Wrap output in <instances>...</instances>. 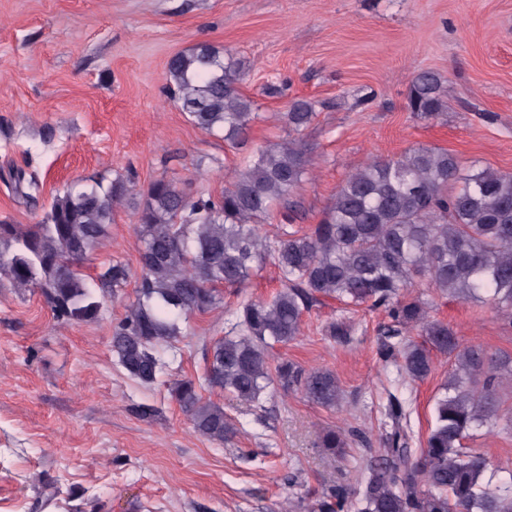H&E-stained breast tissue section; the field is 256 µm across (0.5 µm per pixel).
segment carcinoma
<instances>
[{"instance_id":"1","label":"carcinoma","mask_w":512,"mask_h":512,"mask_svg":"<svg viewBox=\"0 0 512 512\" xmlns=\"http://www.w3.org/2000/svg\"><path fill=\"white\" fill-rule=\"evenodd\" d=\"M167 76L192 123L222 134L232 149L244 143L257 113L240 91L243 64L232 52L200 44L173 56ZM447 108L441 78L417 74L408 109L431 118ZM315 116L312 102L297 99L282 119L298 133ZM310 165L301 143L290 139L258 146L218 198L193 196L166 178L141 193L122 176L106 188L68 189L36 224L0 222V276L20 290L40 291L59 320H97L99 296H118L130 270L115 261L93 287L79 264L106 236L114 208L139 195L140 276L111 338L112 356L131 378L156 384L186 336L181 321L214 309L224 300L219 288L241 290L271 261L281 288L228 311L225 336L203 348V380L183 377L169 386L194 430L221 445L236 434L224 406L202 397L206 387L255 411L273 388L336 406L341 389L332 371L306 370L288 359L273 364L269 349L295 341L304 312L323 298L344 306L345 315L326 327L332 339L349 334L352 311L382 309L390 323L377 354L395 368L398 383L427 379L433 350L454 359L425 446L411 447L409 403L388 392L377 459L356 485H333L311 506L300 500L298 512H512V484H494L484 456L464 444L482 428L512 432L500 394L501 384L512 381V355L462 343L452 327L429 316L427 302L408 293L424 279L444 296L490 305L512 325V172L465 171L448 151L418 147L349 175L319 223L261 234L260 224L288 202ZM10 180L26 197L38 188L22 168L12 169ZM405 330L424 342L403 337ZM346 446L334 430L320 443L333 461Z\"/></svg>"}]
</instances>
